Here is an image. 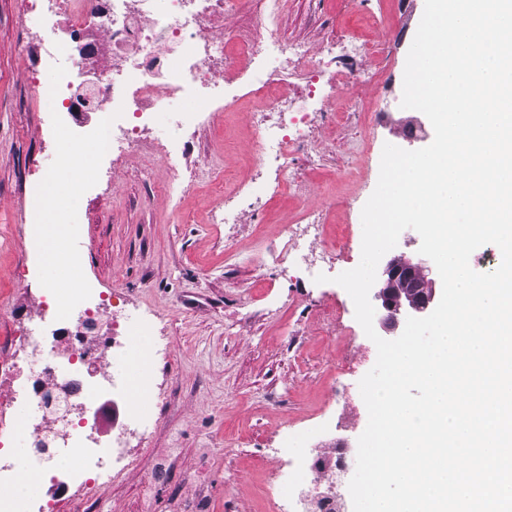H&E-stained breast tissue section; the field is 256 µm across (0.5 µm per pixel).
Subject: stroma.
I'll use <instances>...</instances> for the list:
<instances>
[{"label": "stroma", "instance_id": "35a3bbf8", "mask_svg": "<svg viewBox=\"0 0 512 512\" xmlns=\"http://www.w3.org/2000/svg\"><path fill=\"white\" fill-rule=\"evenodd\" d=\"M38 9L37 0H0V425L13 423L22 408L14 380L27 357L12 339L43 322L50 282L89 280L118 290L123 303L114 320L148 316L164 356L154 365L162 384L143 385L159 425L130 436L128 469L79 508L46 479L29 494L57 498L59 512H271L269 499L288 477L289 441L304 445L325 423L354 440L365 430L359 382L377 349L344 288L301 271L284 276L268 255L285 248L286 225L309 209L331 229L349 230L347 238L331 232L314 244L329 256L331 275L359 264L361 211L377 185L383 146L410 149L406 132L422 117L400 103L424 0H288L278 17L284 41L316 52L330 40L370 38L382 56L356 63L381 70L383 79L337 87L326 109L349 113V120L332 128L315 118L293 160L290 193L266 214L243 209L234 224L207 221L214 204L209 173L229 174L225 193L251 190L250 119L259 94L225 71L236 100L213 107L191 129L180 164L196 181L180 198L163 191L164 112L135 152L119 159L95 152L90 176L74 181L61 167V138L103 140L109 131L92 112L61 124L34 95L31 72L48 69L41 34L28 25ZM214 25L231 46L259 40L264 28L257 0H237ZM37 185L75 225L52 268L43 256L52 233L38 239L30 229ZM182 212L190 223L179 220ZM341 362L353 369L342 397Z\"/></svg>", "mask_w": 512, "mask_h": 512}]
</instances>
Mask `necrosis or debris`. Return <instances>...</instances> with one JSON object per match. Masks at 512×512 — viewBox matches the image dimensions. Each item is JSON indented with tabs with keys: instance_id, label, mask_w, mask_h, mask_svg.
<instances>
[{
	"instance_id": "obj_1",
	"label": "necrosis or debris",
	"mask_w": 512,
	"mask_h": 512,
	"mask_svg": "<svg viewBox=\"0 0 512 512\" xmlns=\"http://www.w3.org/2000/svg\"><path fill=\"white\" fill-rule=\"evenodd\" d=\"M37 23L51 44L48 55L58 69L52 82L39 73L29 77L37 94L71 107L74 98L89 95L88 111L112 124L106 148L117 155L132 153L144 131L153 129L161 100L179 101L180 129L189 131L207 108L224 102V69L245 59L246 81L256 87L262 104L253 120L254 164L283 181L294 148L303 146L306 129L319 105L334 94L325 83L326 59L335 51L362 57L379 54L378 44L347 40L342 45L326 43L320 54H312L302 43H285L276 22L288 0H259L268 21L264 36L244 43L234 55L224 50L223 34L208 23L223 16L234 0H41ZM66 27L71 39L88 43L87 55L72 54L65 44L54 42L57 28ZM112 59L108 69L95 70L101 57ZM303 83L300 105H285L282 85L286 77ZM326 225L307 213L288 225L290 251L272 255L277 266L301 259L307 243L325 234ZM71 307L81 312L82 321L56 345H47L42 334L25 336L30 357L37 364L31 373L32 402L38 423L22 420L0 429V512H56L54 502L7 494L19 479L18 466L9 448L15 441L37 449L29 459L30 471L50 476L60 491L78 487L95 490L106 470H122L128 463L123 434H115L100 447L85 441L106 419L126 417L129 426L145 431L158 425L149 410L133 404L127 370H114L115 362H129L132 349L115 348L111 320L95 322L94 315L112 298L94 293L82 283L70 290ZM291 475L279 484L277 498L288 502L295 486L308 474L323 472L333 480L336 471L354 467L346 450L336 443L312 450L291 451Z\"/></svg>"
}]
</instances>
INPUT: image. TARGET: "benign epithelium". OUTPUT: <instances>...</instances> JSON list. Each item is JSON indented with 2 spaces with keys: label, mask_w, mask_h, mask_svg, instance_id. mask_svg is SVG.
<instances>
[{
  "label": "benign epithelium",
  "mask_w": 512,
  "mask_h": 512,
  "mask_svg": "<svg viewBox=\"0 0 512 512\" xmlns=\"http://www.w3.org/2000/svg\"><path fill=\"white\" fill-rule=\"evenodd\" d=\"M424 258L394 257L383 262L371 288L380 329L393 336L408 317H425L436 307L435 281Z\"/></svg>",
  "instance_id": "obj_1"
}]
</instances>
